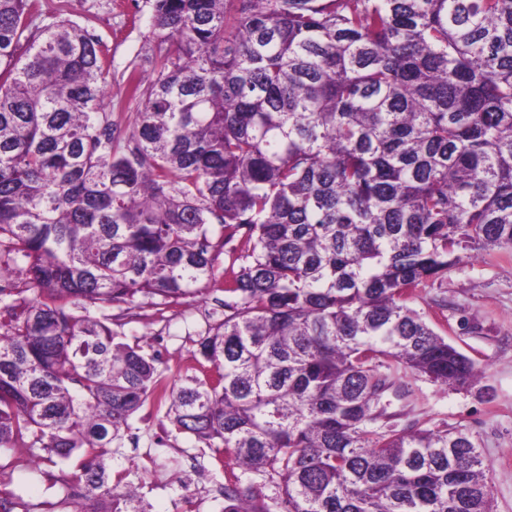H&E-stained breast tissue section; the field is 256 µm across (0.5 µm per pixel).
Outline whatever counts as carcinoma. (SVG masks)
<instances>
[{"label": "carcinoma", "instance_id": "cac0c4a2", "mask_svg": "<svg viewBox=\"0 0 512 512\" xmlns=\"http://www.w3.org/2000/svg\"><path fill=\"white\" fill-rule=\"evenodd\" d=\"M37 14L0 0V454L145 512L105 457L164 403L241 468L223 512H486L474 436L397 419L482 373L410 302L512 250V0H154L125 137L98 39ZM215 288L174 382L104 314Z\"/></svg>", "mask_w": 512, "mask_h": 512}]
</instances>
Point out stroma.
Masks as SVG:
<instances>
[{"instance_id": "obj_1", "label": "stroma", "mask_w": 512, "mask_h": 512, "mask_svg": "<svg viewBox=\"0 0 512 512\" xmlns=\"http://www.w3.org/2000/svg\"><path fill=\"white\" fill-rule=\"evenodd\" d=\"M42 17L52 22L71 19L99 40L109 95L104 108L119 129L132 124L142 100L132 98L129 74L143 83L156 76L153 57L156 41L151 33L154 0H39ZM413 306L448 343L475 360L484 375L469 389L439 386L413 379L418 399L410 420L432 426L444 423L476 436L490 465L489 482L493 512H512V252L473 251L449 269L441 287L415 299ZM211 299H193L156 314L154 308L132 309L121 327L127 339H139L147 354L157 355L165 375H184L199 336L208 328ZM140 435V447L150 460L137 459L130 443L113 449V472H129L147 512H221L223 498L209 493V486L223 483L225 471L209 467L199 482L201 492H187L186 457L210 449H197L194 441L174 436L164 412L140 410L131 420ZM23 449L0 457V490L13 492L30 512H73L63 506L65 489L56 478L74 471L77 459L42 461L36 476L15 465Z\"/></svg>"}]
</instances>
